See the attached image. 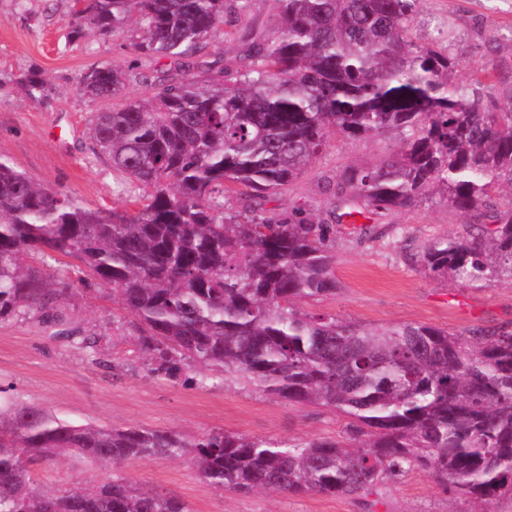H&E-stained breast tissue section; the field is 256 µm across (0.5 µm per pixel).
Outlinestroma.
Wrapping results in <instances>:
<instances>
[{
	"instance_id": "stroma-1",
	"label": "stroma",
	"mask_w": 512,
	"mask_h": 512,
	"mask_svg": "<svg viewBox=\"0 0 512 512\" xmlns=\"http://www.w3.org/2000/svg\"><path fill=\"white\" fill-rule=\"evenodd\" d=\"M75 10V0H27L22 8L16 0H0V157L35 183L88 207L120 210L127 205V191L108 161L93 153L88 138L94 112L109 104L87 102L79 91L80 76L95 65L117 66L131 77L126 97H144L152 75L174 65L167 58L139 55L126 32L74 36ZM276 12L275 0H250L246 13L225 15L208 39L211 58L238 63L240 34L270 32ZM409 28L417 44H433L455 56L460 79L482 78L490 66L494 76L486 92L503 102L512 96V0H421ZM32 73L47 81L46 100L30 99L23 90V79ZM402 143L397 129L366 139L330 137L316 162L268 197L264 207L284 215L300 206L327 218L336 209L328 183L345 167L376 162ZM466 222L433 196L409 211L362 217V225L388 229L378 240L359 239L351 222L337 224L333 271L340 289L328 298L302 301V309L367 326L412 322L458 334L478 327L511 330L512 283L470 287L438 281L411 259ZM70 277L64 315L79 335L95 337L96 347L53 338L52 328L32 313L0 322V399L78 424L173 429L187 436L221 428L288 440H353L352 420L324 407L266 397L235 376L225 385L201 388L151 375L130 340L131 317L111 290L83 283L76 271ZM120 473L182 499L192 512H370L346 497L217 492L185 462L132 460ZM112 474L104 464L67 457L32 468L35 483L55 491L102 482ZM378 498L371 512H512L510 497L464 501L420 469L383 485Z\"/></svg>"
}]
</instances>
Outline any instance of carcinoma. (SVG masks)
Wrapping results in <instances>:
<instances>
[{
	"mask_svg": "<svg viewBox=\"0 0 512 512\" xmlns=\"http://www.w3.org/2000/svg\"><path fill=\"white\" fill-rule=\"evenodd\" d=\"M248 0H85L73 33L128 29L166 57L147 98L93 115L95 153L140 189L135 211L90 209L0 158V320L21 310L61 322L63 276L45 250L78 260L132 318L149 370L184 384L238 373L265 395L338 411L365 436L303 441L225 430L74 424L0 403V512H191L183 500L116 477L57 494L31 468L68 456L120 467L187 462L210 489L367 498L409 470L433 471L460 498L512 494V330L450 333L420 323L369 328L298 307L339 290L334 225L262 201L301 175L330 134L407 131L396 152L346 167L347 211L386 215L438 193L475 229L411 255L433 278L512 282V111L456 79L457 60L417 45L420 0H278L270 34L242 37L240 67L205 52L224 14ZM130 75L88 68L90 103L123 95ZM254 192L243 210L235 188Z\"/></svg>",
	"mask_w": 512,
	"mask_h": 512,
	"instance_id": "obj_1",
	"label": "carcinoma"
}]
</instances>
